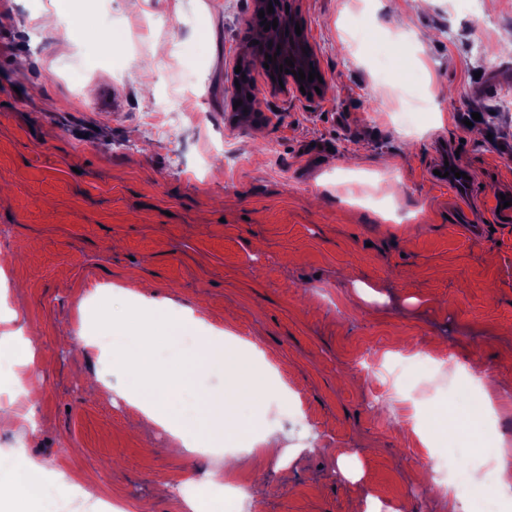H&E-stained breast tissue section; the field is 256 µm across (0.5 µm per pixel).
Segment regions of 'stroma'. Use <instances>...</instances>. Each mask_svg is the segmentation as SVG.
Wrapping results in <instances>:
<instances>
[{
  "instance_id": "stroma-1",
  "label": "stroma",
  "mask_w": 512,
  "mask_h": 512,
  "mask_svg": "<svg viewBox=\"0 0 512 512\" xmlns=\"http://www.w3.org/2000/svg\"><path fill=\"white\" fill-rule=\"evenodd\" d=\"M294 6L326 93H282L252 65L259 104L241 123L232 83L257 32L249 2L66 0L64 15L86 25L67 47L60 30L40 27L42 0H10L0 25V347L30 338L43 358L19 371L38 425L1 416L0 448L24 449L68 512H97L101 497L129 512H186L177 485L190 477L209 494L207 474L228 456L245 492L224 512H363L370 498L393 512H442L420 470L457 436L455 394L469 381L440 374L435 394L396 421L384 407L405 386L389 362L438 348L512 379V222L489 207L512 193V109L496 107L512 89V0ZM357 11L371 46L351 38ZM157 14L170 29L139 47L95 37ZM377 51L420 82L378 84ZM172 90L186 93L194 116L161 135L152 103ZM401 109L421 115L409 140L393 131ZM475 113L476 127L466 126ZM221 137L238 150L235 167L211 153ZM447 155L471 179L470 209L430 178ZM379 185L410 207L363 209ZM470 212L482 234L463 228ZM132 273L148 298L208 321L185 325L161 361L221 330L261 372L259 400L222 444L174 453L163 428L130 427L132 385L113 357L127 338L86 330L80 307L126 302L120 288ZM358 281L377 299H360ZM253 340L266 358L251 352ZM98 372L106 384L90 388ZM225 374L220 364L200 371L180 414L193 418L197 400L223 395ZM509 419L512 406L482 414L472 468L486 448L512 449L498 430ZM269 431L281 443L274 456L259 452Z\"/></svg>"
}]
</instances>
